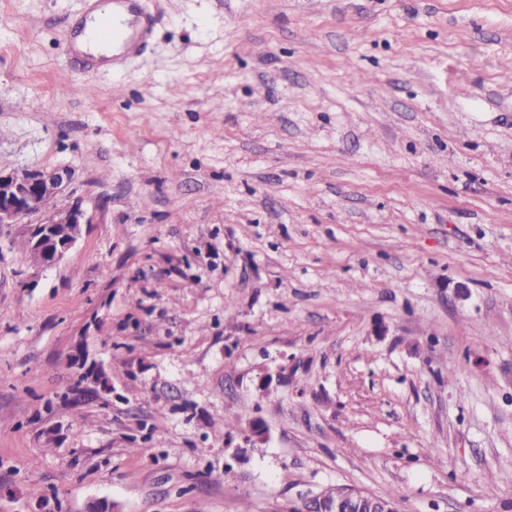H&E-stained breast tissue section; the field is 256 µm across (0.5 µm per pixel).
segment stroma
<instances>
[{"label": "stroma", "instance_id": "35a3bbf8", "mask_svg": "<svg viewBox=\"0 0 512 512\" xmlns=\"http://www.w3.org/2000/svg\"><path fill=\"white\" fill-rule=\"evenodd\" d=\"M141 5L111 73L0 0V168L91 218L33 288L0 226V512H512V0ZM326 493L338 500L346 495L343 488H331ZM336 499H331L326 495L316 496L309 501L308 512H344L341 511V500L336 501Z\"/></svg>", "mask_w": 512, "mask_h": 512}]
</instances>
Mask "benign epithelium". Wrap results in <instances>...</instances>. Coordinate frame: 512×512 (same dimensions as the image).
I'll list each match as a JSON object with an SVG mask.
<instances>
[{
	"label": "benign epithelium",
	"mask_w": 512,
	"mask_h": 512,
	"mask_svg": "<svg viewBox=\"0 0 512 512\" xmlns=\"http://www.w3.org/2000/svg\"><path fill=\"white\" fill-rule=\"evenodd\" d=\"M72 182V172L66 166L42 169H0V225L24 224L25 236L31 239L29 252L34 272L26 287L37 286L39 275L58 265L78 243L84 225L91 223L82 199L72 197L66 203L58 202ZM55 224H71L75 231L68 237H53L49 228ZM83 379L77 398L89 392V385L108 388L101 369L90 366L78 374ZM354 501L367 502L369 512H391L393 506L382 498L360 491L350 492ZM308 512H341V502L325 495L309 501Z\"/></svg>",
	"instance_id": "1"
}]
</instances>
